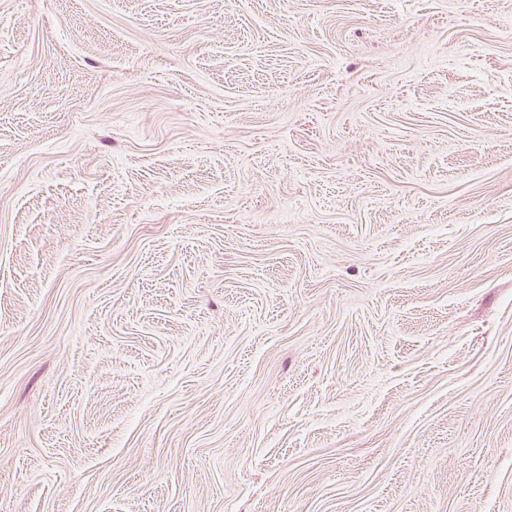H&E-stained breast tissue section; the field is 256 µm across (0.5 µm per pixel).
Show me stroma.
Listing matches in <instances>:
<instances>
[{
  "instance_id": "1",
  "label": "stroma",
  "mask_w": 512,
  "mask_h": 512,
  "mask_svg": "<svg viewBox=\"0 0 512 512\" xmlns=\"http://www.w3.org/2000/svg\"><path fill=\"white\" fill-rule=\"evenodd\" d=\"M0 512H512V0H0Z\"/></svg>"
}]
</instances>
